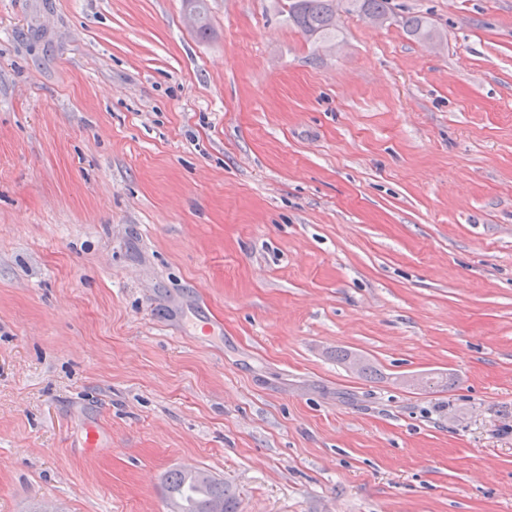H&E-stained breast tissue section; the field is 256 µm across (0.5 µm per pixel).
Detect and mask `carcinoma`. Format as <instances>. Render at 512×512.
<instances>
[{"label":"carcinoma","instance_id":"carcinoma-1","mask_svg":"<svg viewBox=\"0 0 512 512\" xmlns=\"http://www.w3.org/2000/svg\"><path fill=\"white\" fill-rule=\"evenodd\" d=\"M391 0H285L288 18L306 35L331 39L336 35V7L363 16L389 17ZM166 492L175 503H182L180 512H210L214 503L222 512H238V502L231 486L208 473L200 478L176 470L167 476Z\"/></svg>","mask_w":512,"mask_h":512}]
</instances>
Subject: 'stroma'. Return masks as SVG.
<instances>
[{"mask_svg":"<svg viewBox=\"0 0 512 512\" xmlns=\"http://www.w3.org/2000/svg\"><path fill=\"white\" fill-rule=\"evenodd\" d=\"M207 7L0 0V512H512V0ZM391 0H286L288 18L306 35L331 39L336 35V5L346 12L367 16L383 24L391 14ZM380 16V17H370ZM203 476L194 477L185 471L170 472L166 479L168 498L184 507L180 512H210L214 503L223 506L222 512H238V502L231 486L210 476L204 471H198Z\"/></svg>","mask_w":512,"mask_h":512,"instance_id":"1","label":"stroma"}]
</instances>
